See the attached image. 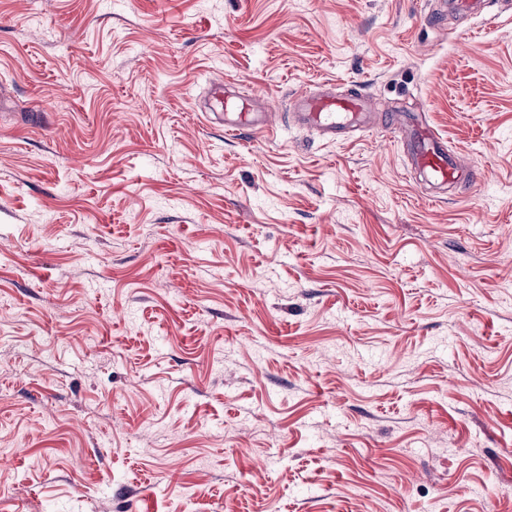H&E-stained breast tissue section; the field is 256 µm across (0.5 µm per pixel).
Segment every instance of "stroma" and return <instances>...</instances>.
I'll return each instance as SVG.
<instances>
[{
  "label": "stroma",
  "mask_w": 512,
  "mask_h": 512,
  "mask_svg": "<svg viewBox=\"0 0 512 512\" xmlns=\"http://www.w3.org/2000/svg\"><path fill=\"white\" fill-rule=\"evenodd\" d=\"M432 8L0 0V512H512V9ZM212 100L224 108V130L229 134L242 131L262 132L269 125V114L257 108L256 98L230 94L223 81H214L210 87ZM301 120L319 129L331 140L343 137L350 128L370 130L368 101L362 94L336 97L303 88L295 94ZM385 129L396 133L409 147L412 166L439 188L473 178L474 167L465 170L456 153L448 151L447 142L429 124L415 115L387 114Z\"/></svg>",
  "instance_id": "1"
}]
</instances>
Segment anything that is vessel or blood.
Listing matches in <instances>:
<instances>
[{
    "label": "vessel or blood",
    "mask_w": 512,
    "mask_h": 512,
    "mask_svg": "<svg viewBox=\"0 0 512 512\" xmlns=\"http://www.w3.org/2000/svg\"><path fill=\"white\" fill-rule=\"evenodd\" d=\"M210 95L224 109L225 132H261L268 128L269 115L258 109L255 97L228 93L220 81L212 83ZM295 99L301 120L328 138L342 137L351 128L371 127L364 95L336 97L304 89ZM385 127L407 144L413 167L433 185L447 188L470 178V171L462 167L458 155L449 151L446 141L422 118L390 114Z\"/></svg>",
    "instance_id": "vessel-or-blood-1"
}]
</instances>
